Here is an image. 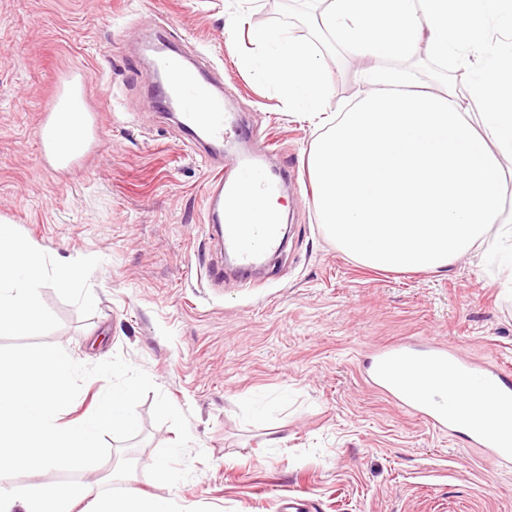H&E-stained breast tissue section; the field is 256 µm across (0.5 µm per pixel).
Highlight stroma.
I'll list each match as a JSON object with an SVG mask.
<instances>
[{
	"label": "stroma",
	"mask_w": 512,
	"mask_h": 512,
	"mask_svg": "<svg viewBox=\"0 0 512 512\" xmlns=\"http://www.w3.org/2000/svg\"><path fill=\"white\" fill-rule=\"evenodd\" d=\"M289 0H0V223L54 258L96 256V309L82 317L49 287L40 296L58 317L46 342L85 364L123 355L190 414L191 477L169 487L137 469L122 480L182 507L281 512H512V470H492L465 434H440L368 385L374 345L435 338L469 358L512 362V269L503 255L462 254L437 271L362 265L325 233L307 156L320 135L289 114L283 97L240 57L250 29L281 23ZM240 19L235 41L227 18ZM224 92L246 130L225 155L250 154L288 172V246L242 286L232 268L209 286L223 259L202 210L208 168L184 142L178 119L159 109L145 52L160 30ZM24 47L25 65L12 50ZM366 58L326 56L325 111L356 97ZM79 67L96 82L105 114L88 169L66 176L37 162L35 138L48 85ZM414 85L443 87L464 71L426 50L405 61ZM137 407L140 434L110 441L99 475L125 449L154 460L176 439Z\"/></svg>",
	"instance_id": "35a3bbf8"
}]
</instances>
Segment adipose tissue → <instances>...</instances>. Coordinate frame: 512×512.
<instances>
[{
  "mask_svg": "<svg viewBox=\"0 0 512 512\" xmlns=\"http://www.w3.org/2000/svg\"><path fill=\"white\" fill-rule=\"evenodd\" d=\"M318 25L376 67L363 96L327 112L322 56L281 29L252 31L243 59L322 128L308 167L327 235L363 265L435 271L479 246L512 253L501 185L512 161V50L488 40L501 0H319ZM427 45L468 73L463 91L411 88L393 62Z\"/></svg>",
  "mask_w": 512,
  "mask_h": 512,
  "instance_id": "adipose-tissue-1",
  "label": "adipose tissue"
}]
</instances>
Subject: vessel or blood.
Returning a JSON list of instances; mask_svg holds the SVG:
<instances>
[{
    "label": "vessel or blood",
    "instance_id": "obj_1",
    "mask_svg": "<svg viewBox=\"0 0 512 512\" xmlns=\"http://www.w3.org/2000/svg\"><path fill=\"white\" fill-rule=\"evenodd\" d=\"M151 67L154 73L164 75V95L180 109L181 124L187 131L201 132L217 143L236 132L239 123L225 111L223 96L214 94L188 70L182 56L159 49ZM92 85L91 77L79 68L55 73L36 130L41 166L64 170L90 157L91 148L76 145L72 126L77 123L95 132L101 129V113L89 104ZM211 171L203 196L206 220L216 225L221 243L234 253L237 270L249 275L261 257L278 253L283 246L276 219L266 210V201L277 195L278 186L262 167L244 155L236 159L232 170L215 165ZM243 211L252 213L255 223H240ZM365 369L370 386L385 393L401 409L438 431L465 430L470 445L484 451L493 469L512 467V429L500 423L501 418L512 415L511 365L474 362L461 356L451 343L426 339L418 344H378ZM448 374L458 388L482 396L489 421L473 423L457 414L458 388L453 391L443 384Z\"/></svg>",
    "mask_w": 512,
    "mask_h": 512
}]
</instances>
